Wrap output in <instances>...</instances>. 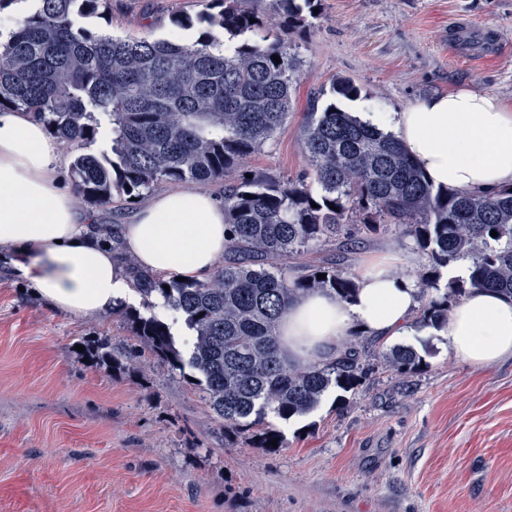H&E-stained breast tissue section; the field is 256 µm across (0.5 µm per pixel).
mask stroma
<instances>
[{"mask_svg":"<svg viewBox=\"0 0 512 512\" xmlns=\"http://www.w3.org/2000/svg\"><path fill=\"white\" fill-rule=\"evenodd\" d=\"M288 42L298 63L287 123L244 167L307 169L300 129L336 78L355 103L399 112L472 88L512 102V0H314ZM204 0H109L86 28L119 38L182 40ZM399 232L360 233L354 250L313 245L287 258L304 272L399 249ZM96 341L129 369L82 360ZM423 360L375 365L358 392L329 391L308 415L277 421L283 448L231 440L201 392L140 352L125 318L50 309L0 259V512H512V360L479 368L433 328L402 339Z\"/></svg>","mask_w":512,"mask_h":512,"instance_id":"1","label":"stroma"}]
</instances>
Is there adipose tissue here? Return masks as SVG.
Returning <instances> with one entry per match:
<instances>
[{"mask_svg": "<svg viewBox=\"0 0 512 512\" xmlns=\"http://www.w3.org/2000/svg\"><path fill=\"white\" fill-rule=\"evenodd\" d=\"M363 122L393 131L427 179L462 193L512 187V105L470 88L419 101L401 112H365ZM59 145L24 111H0V253L50 308L93 317L129 303L136 284L98 243L72 191L61 184ZM127 250L143 270L188 280L208 278L224 256V208L195 186L155 195L133 223L122 225ZM413 253L386 252L358 271L353 301L301 293L279 322L289 362L306 366L334 357L349 332L410 335L419 306ZM448 350L474 367L512 358V299L470 290L448 309L441 330Z\"/></svg>", "mask_w": 512, "mask_h": 512, "instance_id": "ef3b65f1", "label": "adipose tissue"}]
</instances>
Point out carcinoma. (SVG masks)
<instances>
[{"label":"carcinoma","instance_id":"obj_1","mask_svg":"<svg viewBox=\"0 0 512 512\" xmlns=\"http://www.w3.org/2000/svg\"><path fill=\"white\" fill-rule=\"evenodd\" d=\"M41 2L0 42V110L23 109L78 149L96 140L103 122L112 125L111 151L71 158L81 202L141 201L158 184L224 180V263L210 277L153 278L134 256H125L145 306L159 297L179 314L193 333L191 349L177 347L158 317L114 309L131 320L143 349L184 379H195L224 434L267 451L275 440L281 448L283 436L265 423L268 415L300 417L328 391L364 385L369 368L362 333L343 339L336 358L304 367L288 364L277 336L293 296L320 290L342 301L354 297L357 274L346 268L313 265L296 277L283 264L304 247L336 239L350 224L369 231L393 225L426 255L417 325L444 327L450 303L470 288L512 298V191L464 194L435 187L396 136L362 124L336 102L306 115L308 171L286 180L240 172L287 122L297 63L286 39L233 38L262 27L267 3L282 15L285 30L302 27L313 0H206L197 16L206 31L192 45L121 39L77 26L74 13L92 14L102 0ZM464 256L472 261L468 278L438 293L442 270ZM80 356L109 369L123 367L89 344ZM379 357L402 374L422 364L407 345Z\"/></svg>","mask_w":512,"mask_h":512}]
</instances>
